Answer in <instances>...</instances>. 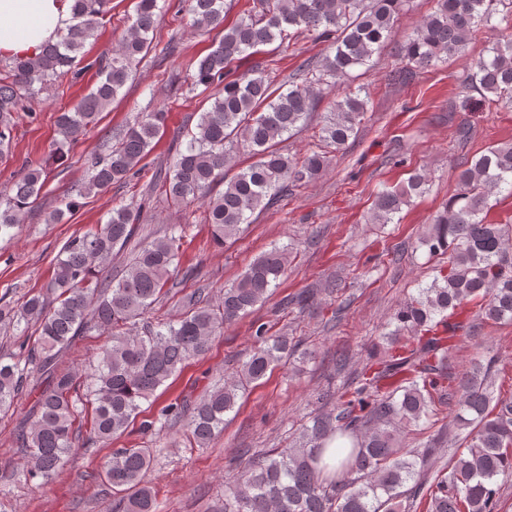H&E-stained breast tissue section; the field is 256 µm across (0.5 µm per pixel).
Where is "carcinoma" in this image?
<instances>
[{"instance_id":"obj_1","label":"carcinoma","mask_w":512,"mask_h":512,"mask_svg":"<svg viewBox=\"0 0 512 512\" xmlns=\"http://www.w3.org/2000/svg\"><path fill=\"white\" fill-rule=\"evenodd\" d=\"M410 0H257L247 14L224 26V0H187L200 30L224 28L217 46L200 58L191 75L194 87L215 85L210 105L185 147L166 169L145 185L159 188L167 203L206 207L205 223L220 244L238 236L257 211L309 183L357 133L370 105L369 91L353 86L351 72L367 65L390 40L398 16ZM426 15L400 45L402 73L436 67L466 55L487 30L507 34L472 60L463 93L476 91L490 108L512 104V0H434ZM108 0H74L72 23L58 41L33 58H15L0 75V148L12 138V115L29 108L44 90L65 78L86 42L101 27ZM158 0H137L135 16L112 56L98 62L95 87L71 112L56 120L60 151L85 135L133 76L138 56L151 48ZM313 33L327 53L300 65L298 82L274 86L265 65L256 61L234 78L231 65L276 42ZM336 99L324 113L316 148L302 157L278 148L279 139L311 118L324 90ZM169 114L142 112L114 135L108 153L88 166L80 194L140 181L139 164L165 131ZM252 162L224 176L234 156ZM40 159L25 161L8 195L0 198V234L19 227L44 185ZM457 179L460 192L433 218L420 237L429 252L448 254L447 267L399 308L395 328L382 336L376 360L355 377L332 408L301 425L289 448L261 449L224 492V512H410L412 501L428 490L429 512H500L497 478L512 473V401L493 403L490 370L475 364L458 374L450 348L468 330L469 318L512 321V230L487 224L490 198L512 195V142L493 145L472 158ZM224 182V191L212 187ZM428 179L414 172L406 182L379 192L371 221L392 224L403 207L423 194ZM151 198L131 197L112 208L108 220L69 239L61 248L46 292L17 305H0V331L25 323L34 339L20 346L11 362L0 361V412L10 409L35 377L45 383L32 406L33 419L19 434L24 464L19 474L48 481L69 461L77 438L75 424L91 410L90 440L107 443L122 436L140 402L181 371L186 361L209 351L224 326L265 301L288 270V247H274L250 262L214 302L192 292L177 301L175 318L141 323L152 307L171 293L178 276L176 259L183 235L176 229L151 240H137ZM124 258L112 274V260ZM110 340L86 378L63 367L68 350L89 331ZM248 357L192 406L174 402L142 422L159 433L178 418L194 444L204 448L224 431V417L236 411L246 388L266 377L297 352L286 334L256 327ZM457 399L453 421L468 430V452L457 457L448 475L425 485L419 453L402 446V435L435 415L436 403ZM350 442L336 465V477L321 478L323 454L333 440ZM150 448H117L105 464L103 481L112 488V512H159L154 488L146 481L153 468Z\"/></svg>"}]
</instances>
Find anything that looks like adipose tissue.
<instances>
[{
  "mask_svg": "<svg viewBox=\"0 0 512 512\" xmlns=\"http://www.w3.org/2000/svg\"><path fill=\"white\" fill-rule=\"evenodd\" d=\"M73 0H0V59L35 57L58 40Z\"/></svg>",
  "mask_w": 512,
  "mask_h": 512,
  "instance_id": "ef3b65f1",
  "label": "adipose tissue"
}]
</instances>
